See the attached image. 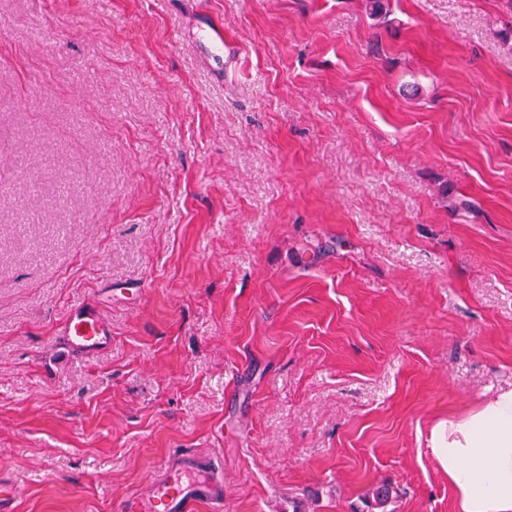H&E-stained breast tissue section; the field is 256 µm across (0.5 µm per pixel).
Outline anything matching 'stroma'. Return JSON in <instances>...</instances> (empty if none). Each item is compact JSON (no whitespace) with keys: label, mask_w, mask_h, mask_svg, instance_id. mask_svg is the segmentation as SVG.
I'll return each instance as SVG.
<instances>
[{"label":"stroma","mask_w":512,"mask_h":512,"mask_svg":"<svg viewBox=\"0 0 512 512\" xmlns=\"http://www.w3.org/2000/svg\"><path fill=\"white\" fill-rule=\"evenodd\" d=\"M389 4L0 0L15 512H114L180 452L224 512H457L433 431L512 389V8ZM81 304L108 352L65 350ZM203 37L212 49L211 51L210 46L205 45V50L212 56L213 60H216L221 65V69H224V58H226V55L229 57L231 54L227 44H224V31L218 27L207 26Z\"/></svg>","instance_id":"obj_1"}]
</instances>
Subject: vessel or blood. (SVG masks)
Wrapping results in <instances>:
<instances>
[{
  "label": "vessel or blood",
  "mask_w": 512,
  "mask_h": 512,
  "mask_svg": "<svg viewBox=\"0 0 512 512\" xmlns=\"http://www.w3.org/2000/svg\"><path fill=\"white\" fill-rule=\"evenodd\" d=\"M60 334L67 351L93 356L112 346V325L93 306L73 308ZM224 481L211 457L181 454L169 462L146 496L121 500L116 512H223Z\"/></svg>",
  "instance_id": "obj_1"
}]
</instances>
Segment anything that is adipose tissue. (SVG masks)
<instances>
[{"instance_id": "1", "label": "adipose tissue", "mask_w": 512, "mask_h": 512, "mask_svg": "<svg viewBox=\"0 0 512 512\" xmlns=\"http://www.w3.org/2000/svg\"><path fill=\"white\" fill-rule=\"evenodd\" d=\"M433 451L458 512H512V392L441 422Z\"/></svg>"}]
</instances>
